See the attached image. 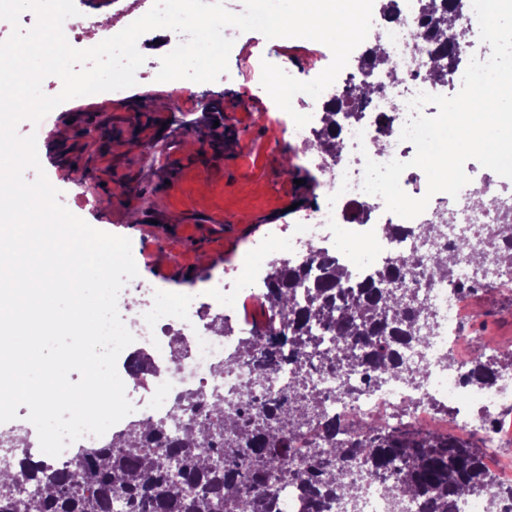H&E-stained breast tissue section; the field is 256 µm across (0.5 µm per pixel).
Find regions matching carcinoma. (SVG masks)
Wrapping results in <instances>:
<instances>
[{"mask_svg":"<svg viewBox=\"0 0 512 512\" xmlns=\"http://www.w3.org/2000/svg\"><path fill=\"white\" fill-rule=\"evenodd\" d=\"M336 137V113L326 112L317 148L330 152L327 141ZM418 262L405 259L353 287L327 257L312 255L302 265L275 261L269 288L280 327L243 342L245 353L262 358L261 379H269L272 361L294 364L292 380L272 399L247 403L234 415L216 400L178 439L137 421L102 448L79 449L64 471L24 463L0 481V512H112L117 495L129 512H277L275 490L283 481L300 484L307 512H327L333 501L356 498L357 488L340 481L354 468L394 478L389 491L398 503L420 499L425 512H459L460 501L496 482L481 448L420 426L379 425L338 447L336 426L322 420V401L305 392L311 354L324 334L336 340V352L318 353L322 364L361 371L372 382L399 367L403 348L427 343L417 329L425 308L386 288L403 266ZM503 359L512 365L507 354L477 360L466 381L493 384ZM314 424L327 447L297 465L289 443ZM33 482L37 491L17 503L14 493Z\"/></svg>","mask_w":512,"mask_h":512,"instance_id":"cac0c4a2","label":"carcinoma"}]
</instances>
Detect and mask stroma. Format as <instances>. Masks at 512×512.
Listing matches in <instances>:
<instances>
[{
    "instance_id": "35a3bbf8",
    "label": "stroma",
    "mask_w": 512,
    "mask_h": 512,
    "mask_svg": "<svg viewBox=\"0 0 512 512\" xmlns=\"http://www.w3.org/2000/svg\"><path fill=\"white\" fill-rule=\"evenodd\" d=\"M235 50L229 71L200 83V105L173 113L176 96L155 76L160 57L150 53L135 86L102 97L82 96L52 110L40 122L23 120L19 135L37 137L40 163L60 200L75 216L101 231L128 237L137 279L158 288L159 300L199 292L232 265L241 264L251 240L273 224L292 219L290 205L305 208L320 188L297 159L299 144L279 123L274 102L261 85V64L270 62L294 78L316 61L317 45L263 40L256 31L226 28ZM244 104L233 121L241 131L236 158L211 115L220 100ZM170 125L173 150L152 155L157 126ZM228 226L240 227L233 238ZM473 315L464 326L479 341L512 346V292L472 293Z\"/></svg>"
}]
</instances>
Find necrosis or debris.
<instances>
[{"label": "necrosis or debris", "instance_id": "1", "mask_svg": "<svg viewBox=\"0 0 512 512\" xmlns=\"http://www.w3.org/2000/svg\"><path fill=\"white\" fill-rule=\"evenodd\" d=\"M448 7V0H375L373 21L389 33L388 42L367 40L351 54L347 66L330 87L324 106L341 112L334 153L317 152L316 135L322 128L324 106L311 108L310 122L296 129L306 163L322 176L321 198L312 208L298 211L291 233L271 230L252 243L270 260L301 262L319 252L345 268L352 283H362L383 268L417 255L425 265L407 270L393 285L396 293L428 307L432 320L422 323L429 343L421 349L401 352L404 371L423 366L427 374L420 384L388 373L380 386H369L365 375L343 377L319 369L312 372L309 388L324 403L327 419L335 421L337 442L362 431L364 425L385 427L428 425L439 422L447 432L479 436L486 456L502 448L497 420L512 408V366L501 368L496 384L478 387L465 380L467 371L486 349L471 341L469 357H461L466 300L474 288H512V270L495 260L476 266L474 257L495 246L512 245V180L484 170L458 194L427 195V179L419 177L413 197L429 196L427 209L404 219L387 212L380 197L362 189L365 159L385 163L407 160L401 130L410 116L407 103L418 93H435L438 82L431 76L434 24ZM457 24L448 31L456 61L446 82L454 84L473 54L466 33L476 15L471 0H460ZM383 54L382 64L364 67L360 58ZM346 228L355 250L343 248L337 238ZM453 256L451 279L431 278L428 262L442 253ZM149 288L123 286L118 312L134 341L119 355L117 370L126 384L133 417L165 427L170 438L182 433L189 418L187 393L203 397L201 412L220 399L233 410L248 400H263L287 383L291 366H283L267 388L253 385L254 358L241 354L245 339L260 335L274 313L267 275L248 265L237 287L212 282L203 299L178 298L166 310L151 305ZM225 317L231 333L215 331L213 317ZM348 484L361 485L358 512H419L417 504L394 505L387 482L354 470L343 474Z\"/></svg>", "mask_w": 512, "mask_h": 512}]
</instances>
